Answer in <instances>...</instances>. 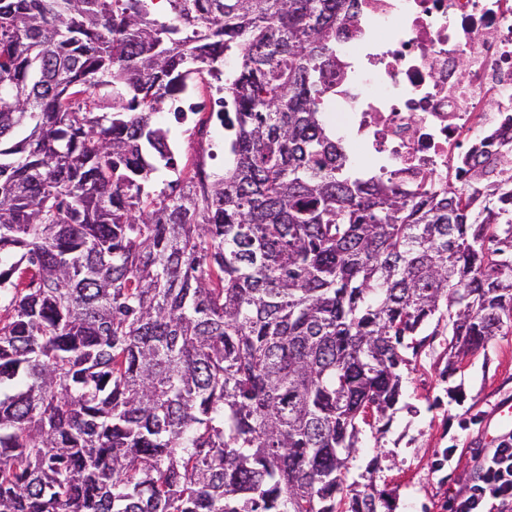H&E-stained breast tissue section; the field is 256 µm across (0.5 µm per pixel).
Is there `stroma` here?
Returning a JSON list of instances; mask_svg holds the SVG:
<instances>
[{
  "label": "stroma",
  "instance_id": "1",
  "mask_svg": "<svg viewBox=\"0 0 512 512\" xmlns=\"http://www.w3.org/2000/svg\"><path fill=\"white\" fill-rule=\"evenodd\" d=\"M197 84L187 102L193 124L176 121L173 107L164 111V128L180 142L177 165L187 173L199 145L210 139L212 115L224 109L214 76L202 74ZM447 360L448 331L442 328L404 371L402 403L391 419L362 428L348 478L374 469L377 488L394 512H444L447 500L473 484L480 459L499 441L492 416L500 402H512V332L503 331L460 371L447 373ZM447 448L454 455L446 462Z\"/></svg>",
  "mask_w": 512,
  "mask_h": 512
}]
</instances>
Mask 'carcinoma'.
Listing matches in <instances>:
<instances>
[{
  "instance_id": "obj_1",
  "label": "carcinoma",
  "mask_w": 512,
  "mask_h": 512,
  "mask_svg": "<svg viewBox=\"0 0 512 512\" xmlns=\"http://www.w3.org/2000/svg\"><path fill=\"white\" fill-rule=\"evenodd\" d=\"M166 3L0 0V512L389 510L347 472L407 352L512 327V150L359 177L351 0ZM226 59L224 172L185 173L156 115Z\"/></svg>"
}]
</instances>
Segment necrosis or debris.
<instances>
[{
  "label": "necrosis or debris",
  "instance_id": "obj_1",
  "mask_svg": "<svg viewBox=\"0 0 512 512\" xmlns=\"http://www.w3.org/2000/svg\"><path fill=\"white\" fill-rule=\"evenodd\" d=\"M328 123L366 177L456 178L466 146L512 142V0H356L336 33Z\"/></svg>",
  "mask_w": 512,
  "mask_h": 512
}]
</instances>
